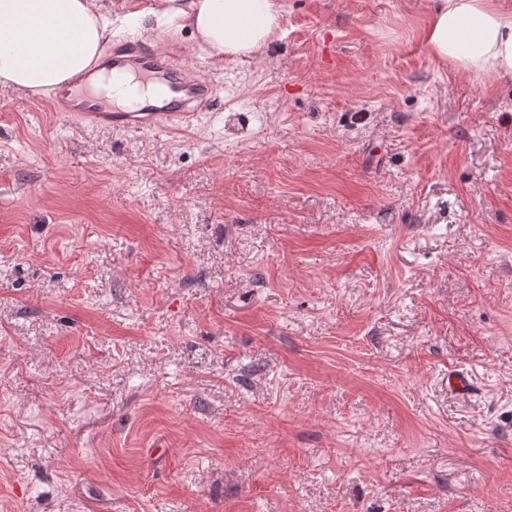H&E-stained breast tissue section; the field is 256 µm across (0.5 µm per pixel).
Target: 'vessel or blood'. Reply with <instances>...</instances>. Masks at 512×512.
Segmentation results:
<instances>
[{"mask_svg":"<svg viewBox=\"0 0 512 512\" xmlns=\"http://www.w3.org/2000/svg\"><path fill=\"white\" fill-rule=\"evenodd\" d=\"M101 65L109 72L130 73L144 86L164 84L167 96L162 105L144 104L128 111L105 96L91 93L81 77L51 92V99L61 111L94 128L171 133L200 121L217 99L212 80L195 74L177 51L160 48L144 35L116 36Z\"/></svg>","mask_w":512,"mask_h":512,"instance_id":"obj_1","label":"vessel or blood"}]
</instances>
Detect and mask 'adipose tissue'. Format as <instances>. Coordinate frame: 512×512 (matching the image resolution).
<instances>
[{
	"label": "adipose tissue",
	"mask_w": 512,
	"mask_h": 512,
	"mask_svg": "<svg viewBox=\"0 0 512 512\" xmlns=\"http://www.w3.org/2000/svg\"><path fill=\"white\" fill-rule=\"evenodd\" d=\"M211 55L236 58L281 30L275 0H184L172 8ZM107 26L94 0H0V82L52 90L98 64ZM428 54L472 78L512 79V6L433 0L421 30Z\"/></svg>",
	"instance_id": "1"
}]
</instances>
